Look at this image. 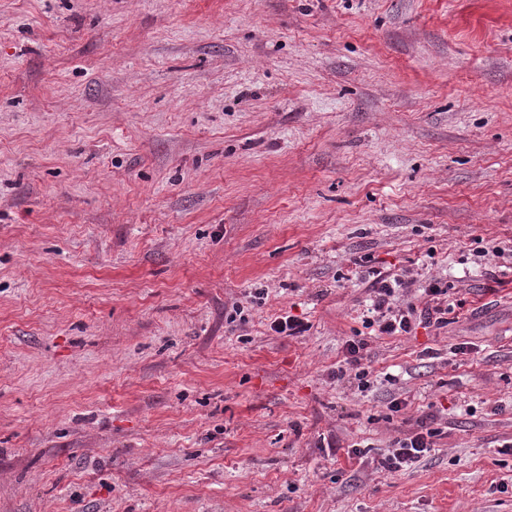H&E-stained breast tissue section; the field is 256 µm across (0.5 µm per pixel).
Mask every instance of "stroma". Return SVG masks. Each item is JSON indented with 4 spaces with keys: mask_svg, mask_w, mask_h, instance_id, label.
I'll list each match as a JSON object with an SVG mask.
<instances>
[{
    "mask_svg": "<svg viewBox=\"0 0 512 512\" xmlns=\"http://www.w3.org/2000/svg\"><path fill=\"white\" fill-rule=\"evenodd\" d=\"M484 243L512 0H0V512H512ZM360 260L454 305L369 339L364 391ZM368 343L365 339H349L346 340L344 365L338 367L336 371L337 379L342 380L347 371H355L354 379L358 381V388H367L369 382L370 371L365 364L366 354L365 350ZM434 420L433 415L420 418L416 428L393 442L392 449L379 462L380 466L388 471L397 472L431 452L436 445V438L442 435L440 428L432 427Z\"/></svg>",
    "mask_w": 512,
    "mask_h": 512,
    "instance_id": "obj_1",
    "label": "stroma"
}]
</instances>
